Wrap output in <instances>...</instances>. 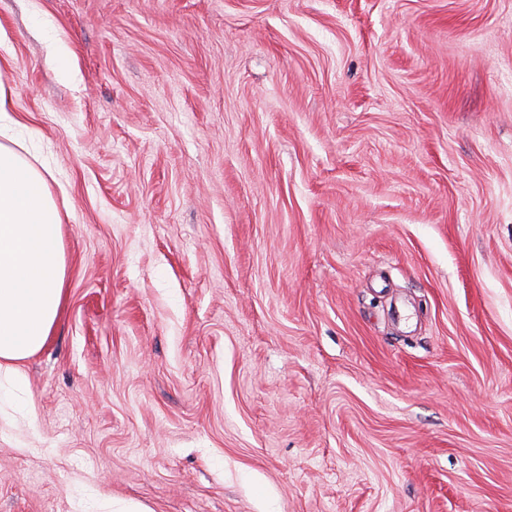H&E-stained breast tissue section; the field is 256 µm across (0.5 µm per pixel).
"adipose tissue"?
<instances>
[{
  "label": "adipose tissue",
  "mask_w": 512,
  "mask_h": 512,
  "mask_svg": "<svg viewBox=\"0 0 512 512\" xmlns=\"http://www.w3.org/2000/svg\"><path fill=\"white\" fill-rule=\"evenodd\" d=\"M13 110L0 88V403L14 400L21 363L50 335L66 277L60 214L45 173L21 152Z\"/></svg>",
  "instance_id": "ef3b65f1"
}]
</instances>
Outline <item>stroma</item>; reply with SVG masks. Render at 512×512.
I'll list each match as a JSON object with an SVG mask.
<instances>
[{"label":"stroma","mask_w":512,"mask_h":512,"mask_svg":"<svg viewBox=\"0 0 512 512\" xmlns=\"http://www.w3.org/2000/svg\"><path fill=\"white\" fill-rule=\"evenodd\" d=\"M0 43L66 188L0 512H512V0H0Z\"/></svg>","instance_id":"obj_1"}]
</instances>
